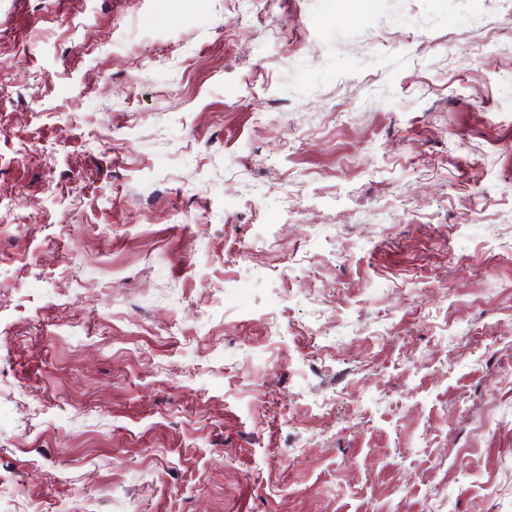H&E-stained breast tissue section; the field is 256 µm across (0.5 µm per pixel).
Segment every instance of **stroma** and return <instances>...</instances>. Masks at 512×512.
Instances as JSON below:
<instances>
[{
	"instance_id": "obj_1",
	"label": "stroma",
	"mask_w": 512,
	"mask_h": 512,
	"mask_svg": "<svg viewBox=\"0 0 512 512\" xmlns=\"http://www.w3.org/2000/svg\"><path fill=\"white\" fill-rule=\"evenodd\" d=\"M0 512H512L506 0H0Z\"/></svg>"
}]
</instances>
